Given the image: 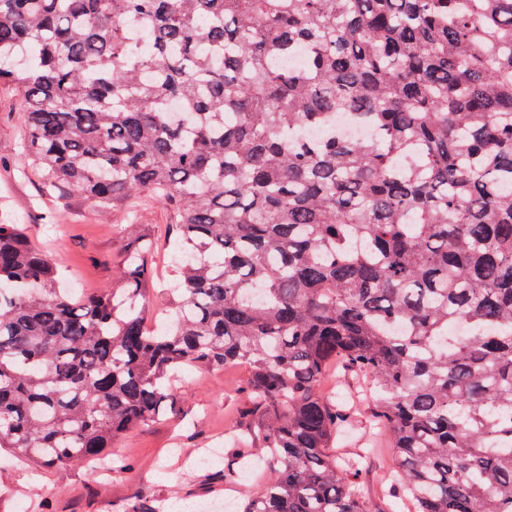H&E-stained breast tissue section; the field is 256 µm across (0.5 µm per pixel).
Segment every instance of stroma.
<instances>
[{"instance_id":"stroma-1","label":"stroma","mask_w":512,"mask_h":512,"mask_svg":"<svg viewBox=\"0 0 512 512\" xmlns=\"http://www.w3.org/2000/svg\"><path fill=\"white\" fill-rule=\"evenodd\" d=\"M22 98L11 84L0 82V223L21 224L33 245L56 263L61 286L79 299L110 289L125 242L114 230L123 223L120 209L98 208L73 193L45 196L42 184L21 150ZM247 369L231 364L221 369L185 366L175 383L178 408L172 418L131 430L111 449L125 470L105 477L90 465L66 469L39 468L0 450V512H128L134 501L176 506L203 501L222 512L224 501L245 499L251 477L225 486L222 475L235 464L225 430L243 424L247 406L242 387ZM338 405L352 409L355 425L343 429L334 444L337 460L363 456L358 483L364 497L382 512H401L395 494L389 448L371 449V402L360 387L338 379ZM218 455L208 464L200 457L210 448Z\"/></svg>"}]
</instances>
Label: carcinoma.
<instances>
[{"label":"carcinoma","instance_id":"1","mask_svg":"<svg viewBox=\"0 0 512 512\" xmlns=\"http://www.w3.org/2000/svg\"><path fill=\"white\" fill-rule=\"evenodd\" d=\"M138 15L150 56L117 26ZM0 79L48 188L158 196L179 246L153 331L146 233L120 291L75 300L0 224V448L100 459L176 410L184 366L238 362L233 447L268 466L236 512H380L332 450L341 366L369 380L408 512H512V0H0ZM337 112L375 136L295 135Z\"/></svg>","mask_w":512,"mask_h":512}]
</instances>
